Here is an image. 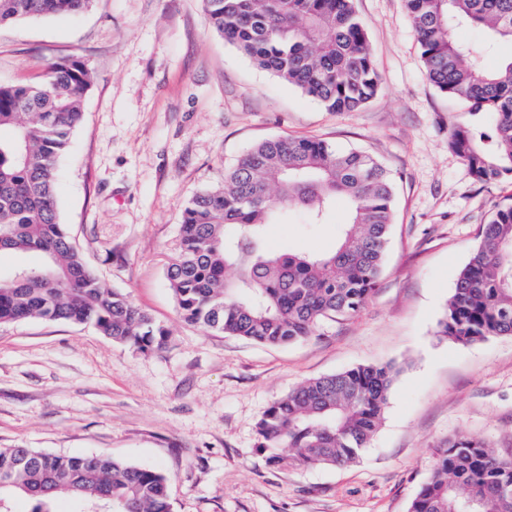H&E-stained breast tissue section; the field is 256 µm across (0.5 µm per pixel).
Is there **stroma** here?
Returning <instances> with one entry per match:
<instances>
[{"mask_svg": "<svg viewBox=\"0 0 512 512\" xmlns=\"http://www.w3.org/2000/svg\"><path fill=\"white\" fill-rule=\"evenodd\" d=\"M381 78L377 96L329 112L255 66L210 26L203 0H93L72 17L0 25V84L63 58L92 76L84 120L57 165L60 220L87 264L164 327L158 349L93 326L0 324V448L101 455L171 480L172 512H408L449 438L512 458V336L435 335L459 271L512 179L482 183L448 149L473 118L427 79L404 0H355ZM315 137L360 149L395 177V226L378 290L354 316L271 347L186 322L166 279L182 214L256 143ZM349 210H299L266 227L271 248L331 250ZM396 365L382 424L349 466L273 468L265 409L302 382Z\"/></svg>", "mask_w": 512, "mask_h": 512, "instance_id": "obj_1", "label": "stroma"}]
</instances>
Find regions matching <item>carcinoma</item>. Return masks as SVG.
<instances>
[{"instance_id": "1", "label": "carcinoma", "mask_w": 512, "mask_h": 512, "mask_svg": "<svg viewBox=\"0 0 512 512\" xmlns=\"http://www.w3.org/2000/svg\"><path fill=\"white\" fill-rule=\"evenodd\" d=\"M92 0H0V24L65 16ZM429 82L487 114L485 130L453 127L448 148L479 181L512 177V57L487 71L482 47L512 42V0H404ZM211 27L258 67L300 89L329 112H350L379 92L380 76L354 0H204ZM470 26L484 46L457 42ZM91 86L77 58L51 63L35 83L0 84V252H37L36 276L0 272V323L41 319L90 324L145 351L167 332L86 263L57 214V160L82 121ZM394 182L370 156L318 138L263 140L224 175V185L193 196L179 227V252L166 277L181 317L228 336L283 346L324 320L354 315L375 294L393 226ZM349 222L326 254L267 249L264 227L303 210L324 223L336 197ZM438 335L460 344L512 335V205L495 212L458 273ZM394 372L359 365L308 380L275 400L257 423L270 467L344 466L361 458L381 425ZM67 493L101 512H171L161 471L98 455L0 449V512L15 496L30 512H54ZM512 512V459L467 435L448 441L409 512Z\"/></svg>"}]
</instances>
